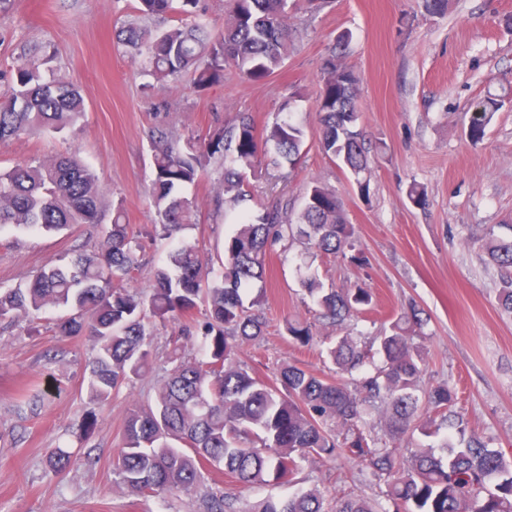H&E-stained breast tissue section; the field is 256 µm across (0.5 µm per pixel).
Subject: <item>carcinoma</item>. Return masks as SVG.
I'll list each match as a JSON object with an SVG mask.
<instances>
[{
  "label": "carcinoma",
  "mask_w": 512,
  "mask_h": 512,
  "mask_svg": "<svg viewBox=\"0 0 512 512\" xmlns=\"http://www.w3.org/2000/svg\"><path fill=\"white\" fill-rule=\"evenodd\" d=\"M138 2L142 17L169 15L172 23L159 32L125 24L117 42L134 51L144 75L164 81L189 73L199 88L223 80L229 65L250 77L274 74L291 48L288 14L299 6V0H233L223 30L213 35L198 0H180L178 8L174 0ZM348 42L349 35H339L337 50L320 68L318 135L322 151L349 170L367 197L370 160L356 130L359 77L343 62ZM37 54L34 48L22 57L16 83L0 92V141L60 132L85 113L80 91L61 78H44ZM501 107L492 97L477 107L469 121L472 139L483 137ZM303 141L304 131L292 119L277 118L259 132L247 113L198 139L159 130L151 147L152 200L159 217L154 234L167 238L195 224L197 199L183 190L197 185L213 160L224 165V208L234 209L246 200L247 178L262 176L268 154H274V167L292 166ZM103 195L96 174L74 154L0 170V232L14 227L56 233L96 224ZM505 228L511 235L491 233L482 249L504 271L498 305L512 314V225ZM294 237L335 257L355 250V228L346 222L342 200L314 182L295 221L279 195L242 217L224 241L221 278H210L208 261L183 240L169 264L155 269L148 288L128 289L116 283L141 268L144 247L117 204L96 251L68 266L45 268L23 287L0 290V320L34 318L48 308L69 311L57 331L92 342L87 396L93 405L150 368L149 337L156 324L175 328L176 351L195 336L208 344V360L178 361L154 398L135 404L127 415L113 470L133 496L202 489L204 512H224V495L208 489L213 471L246 486L293 484L302 464L345 457L360 467L366 486L385 490L375 498L340 493L329 500L312 487L268 498L251 512H512V460L481 437L465 436L454 389L438 385L420 405L425 358L416 339L428 321L423 309L409 307L370 341L350 332L337 337L328 350L341 374L336 379L285 364L269 383L236 361L237 342L255 341L265 331L266 296L259 291L249 297L248 287L263 279L270 248ZM304 284L317 307L316 320L333 327L344 326L371 302L369 289L360 285L327 291L312 278ZM200 303L206 306L201 324L195 318ZM286 331L300 344L313 340L308 322L288 321ZM382 406L388 411L387 443L365 431L364 414ZM442 429L459 435L460 447H448L446 438L438 449L420 442ZM401 447L409 453L398 452Z\"/></svg>",
  "instance_id": "cac0c4a2"
}]
</instances>
